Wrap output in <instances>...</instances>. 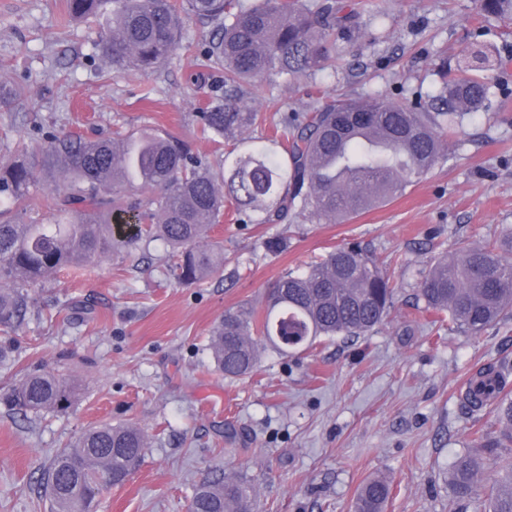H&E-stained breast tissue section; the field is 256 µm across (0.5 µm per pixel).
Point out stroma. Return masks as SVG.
<instances>
[{
    "instance_id": "obj_1",
    "label": "stroma",
    "mask_w": 512,
    "mask_h": 512,
    "mask_svg": "<svg viewBox=\"0 0 512 512\" xmlns=\"http://www.w3.org/2000/svg\"><path fill=\"white\" fill-rule=\"evenodd\" d=\"M368 3L342 68L267 83L261 113L306 112L339 93L434 112L442 62L478 54L488 108L445 134L442 160L403 195L346 223L259 224L225 200L209 232L224 243V268L201 283L178 284L157 240L32 289L25 323L0 334L12 359L0 366V391L40 367L78 380L81 394L66 413L41 418L0 405V512H51L44 466L99 422L132 423L150 439L99 512H188L195 486L222 472L252 485L258 512H352L358 487L378 474L394 483L385 512H474L456 500L449 472L502 425L496 405L475 414L462 395L478 370L512 363V317L478 336L434 333L414 293L458 241L512 246V18H482L478 0ZM105 24L70 21L65 0H0V81L26 94L15 110L0 109V160L20 140L36 154L61 133L120 127L190 141L221 170L230 145L202 138L196 124L207 99L224 92L221 72L197 79L214 23L188 20L193 53L140 78L102 58ZM276 235L286 249L267 251ZM344 244L373 253L396 285L386 323L285 357L263 351L253 373L224 378L207 344L225 310L265 308L284 273Z\"/></svg>"
}]
</instances>
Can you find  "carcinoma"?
I'll list each match as a JSON object with an SVG mask.
<instances>
[{
    "label": "carcinoma",
    "mask_w": 512,
    "mask_h": 512,
    "mask_svg": "<svg viewBox=\"0 0 512 512\" xmlns=\"http://www.w3.org/2000/svg\"><path fill=\"white\" fill-rule=\"evenodd\" d=\"M107 0H68L69 16L90 20ZM111 24L98 42L112 68L146 75L191 45L184 20L218 23L219 32L197 59L202 69L224 70V95L209 99L197 118L203 136L245 140L265 118L254 107L272 78L288 82L334 70L337 37L354 32L367 3L357 0H112ZM487 18H512V0H480ZM440 112H417L381 96L329 97L310 112L275 121V135L237 152L217 175L190 142L116 130L92 138L54 136L34 160L23 142L0 163V332L25 322L29 289L66 269L81 270L121 248L132 251L142 236L171 247L178 283L193 285L224 266V248L208 239L224 218V194L261 224L288 217L315 224H341L378 208L411 186L443 158L442 133L463 111H477L488 99L484 78L464 60L440 68ZM18 87L0 82V108L23 103ZM62 179L52 185L59 217L45 223L38 211L36 168ZM365 173L368 178H361ZM139 184L154 190L146 198L126 190ZM129 219L133 235L112 225ZM396 288L375 257L354 245L338 246L301 273L277 282L262 313L227 310L213 327L209 350L227 379L250 374L261 351L280 354L335 337L358 338L378 329L392 307ZM415 299L466 335L478 336L512 315V258L498 245L460 243L438 259L416 289ZM506 365L489 366L469 380L464 402L474 411L498 403L506 423L503 437L486 434L459 455L450 480L457 498L477 503L476 512H512V399L504 393ZM482 383L483 396L473 393ZM79 385L37 369L0 393L10 411L41 415L68 411ZM148 447L134 425L92 426L48 463L42 487L52 512H98L102 492L125 481ZM386 477L365 480L354 512H384L393 494ZM257 512L253 488L232 475L195 488L189 512Z\"/></svg>",
    "instance_id": "obj_1"
}]
</instances>
